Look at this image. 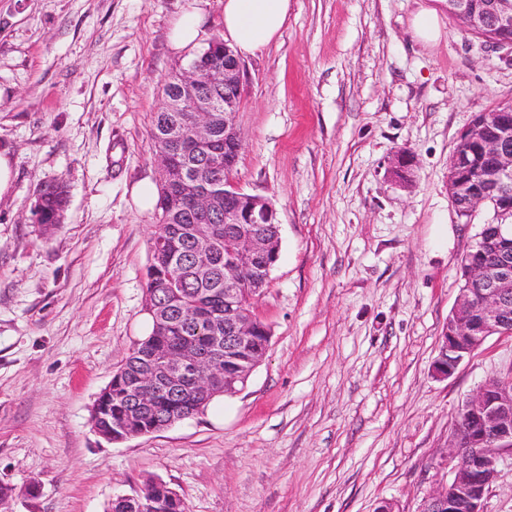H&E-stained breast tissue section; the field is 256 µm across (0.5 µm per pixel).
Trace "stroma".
Instances as JSON below:
<instances>
[{"mask_svg": "<svg viewBox=\"0 0 512 512\" xmlns=\"http://www.w3.org/2000/svg\"><path fill=\"white\" fill-rule=\"evenodd\" d=\"M191 0H0V483L7 512H104L159 479L188 512H420L453 478L464 400L512 373L492 336L445 378L433 364L461 262L492 206L462 217L448 165L473 117L512 103V59L439 0H290L280 37L243 58L232 173L278 212L280 248L254 312L271 331L246 386L205 412L120 443L91 410L146 330L159 185V87L185 55L168 41ZM438 10L435 46L415 41ZM414 158L409 182L389 171ZM69 189L50 236L39 186ZM484 512H512L502 452ZM414 39L425 45L435 44L441 35L440 18L434 9H421L411 21Z\"/></svg>", "mask_w": 512, "mask_h": 512, "instance_id": "stroma-1", "label": "stroma"}]
</instances>
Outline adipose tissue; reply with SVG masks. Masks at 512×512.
<instances>
[{"instance_id": "obj_1", "label": "adipose tissue", "mask_w": 512, "mask_h": 512, "mask_svg": "<svg viewBox=\"0 0 512 512\" xmlns=\"http://www.w3.org/2000/svg\"><path fill=\"white\" fill-rule=\"evenodd\" d=\"M289 0H224V37L239 56L254 54L269 45L288 19ZM206 20L195 6L173 22L172 48L190 53L203 40Z\"/></svg>"}]
</instances>
